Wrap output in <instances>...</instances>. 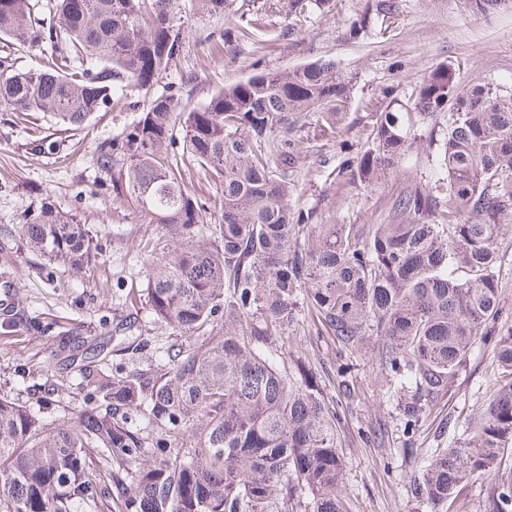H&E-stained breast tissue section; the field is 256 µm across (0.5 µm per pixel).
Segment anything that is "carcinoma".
<instances>
[{
	"label": "carcinoma",
	"instance_id": "carcinoma-1",
	"mask_svg": "<svg viewBox=\"0 0 512 512\" xmlns=\"http://www.w3.org/2000/svg\"><path fill=\"white\" fill-rule=\"evenodd\" d=\"M234 0H191L222 15ZM402 0H369L351 22L365 35L396 19ZM182 0H0V40L51 48L48 66L0 70V109L80 127L158 84L186 44ZM353 78L312 61L256 70L189 108L163 91L138 117L97 142L91 164L112 209L147 228V303L185 341L144 368L107 370L104 347L63 334L55 357L79 368L88 404L50 422L0 394V512H348L336 410L296 350L298 330L364 354L416 459L413 438L448 392L482 326L496 317L497 240L512 214V85H461L449 63L432 68L407 102L386 106L364 149L345 160L349 183L369 189L394 174L414 127L446 117L436 153L442 176L412 181L380 224H317L295 208L306 118L335 142ZM218 183L222 223H204L194 178ZM48 265L73 274L100 255L97 232L43 202L0 230ZM498 373L478 415L423 459L413 490L449 512L459 491L495 474L490 512H512V332L494 346Z\"/></svg>",
	"mask_w": 512,
	"mask_h": 512
}]
</instances>
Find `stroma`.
<instances>
[{
  "label": "stroma",
  "instance_id": "1",
  "mask_svg": "<svg viewBox=\"0 0 512 512\" xmlns=\"http://www.w3.org/2000/svg\"><path fill=\"white\" fill-rule=\"evenodd\" d=\"M241 23L254 33L235 53L224 51L221 17L189 18L184 54L173 66L170 82L181 87L184 105L203 104L218 87L236 83L254 68L284 70L317 59L336 61L354 78L351 101L342 121V136L362 147L373 126L375 106L384 89L404 93L441 62L452 63L461 84H512V11H473L469 0H405L403 10L385 29L354 39L349 25L367 0H333L330 11L311 9L305 20L287 12L270 15L266 0H235ZM136 109L104 108L84 127L66 129L47 118L0 112V227L21 223L54 200L98 232L103 251L95 266L78 276L47 269L24 241H16L10 262L0 261V291L12 298L11 317L0 318V392L36 404L47 396L50 418L67 421L86 397L77 386L78 369L53 360L57 331H70L105 345L106 361L126 369L143 366L146 356H161L182 342L173 328L156 323L145 298L137 250L139 227L127 213L112 210L109 193L98 181L90 159L98 141L119 132ZM436 119L417 128L423 143L397 174L363 190L342 173L338 145L323 140L316 126L294 130L302 153L298 159L295 207L311 209L320 224H378L394 199L414 179L436 177L435 148L428 139ZM55 141L52 153L36 152L39 139ZM499 318L481 331L457 378L426 417L414 437L427 451L448 444L456 428L478 412L492 388L496 364L493 347L512 331V217L498 243ZM137 300H130V293ZM37 321L56 322L57 331L34 329ZM353 397L337 395V427L345 461L340 483L349 512H434L411 487L420 473L417 461L402 455L397 411L383 396L379 370L355 357Z\"/></svg>",
  "mask_w": 512,
  "mask_h": 512
}]
</instances>
